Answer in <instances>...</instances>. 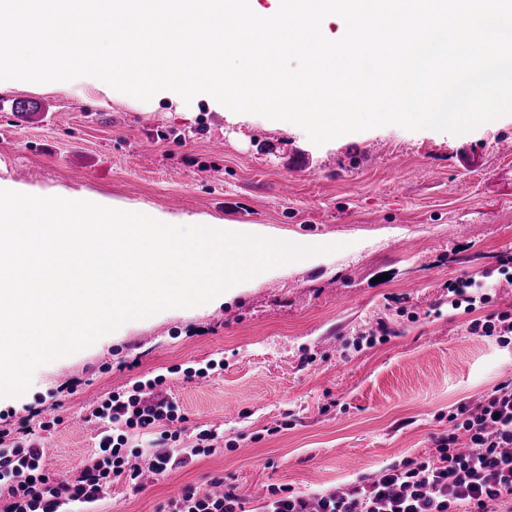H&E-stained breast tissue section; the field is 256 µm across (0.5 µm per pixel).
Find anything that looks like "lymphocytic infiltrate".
Listing matches in <instances>:
<instances>
[{"label": "lymphocytic infiltrate", "mask_w": 512, "mask_h": 512, "mask_svg": "<svg viewBox=\"0 0 512 512\" xmlns=\"http://www.w3.org/2000/svg\"><path fill=\"white\" fill-rule=\"evenodd\" d=\"M161 383L138 382L129 396L104 400L91 414L102 424L96 452L66 474L47 471L34 440L0 448V512H99L118 477L140 492L141 472L127 464L123 431L150 434L181 421L177 404L156 394ZM448 420L449 430L433 436V452L420 459L356 477L340 494L274 493L259 512H512V382L458 405ZM223 483L214 476L208 490L185 486L159 512H244L241 496Z\"/></svg>", "instance_id": "f902f5d3"}]
</instances>
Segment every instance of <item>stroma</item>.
I'll return each instance as SVG.
<instances>
[{
	"mask_svg": "<svg viewBox=\"0 0 512 512\" xmlns=\"http://www.w3.org/2000/svg\"><path fill=\"white\" fill-rule=\"evenodd\" d=\"M512 114L455 135L396 125L317 146L302 129L239 119L206 100L175 107L111 95L93 83L21 82L0 90V179L187 216L255 224L284 240L340 244L296 261L229 302L161 311L39 367L29 389L0 398V443L26 427L70 471L95 448L72 415L164 376L184 417L217 430L214 452L142 492L112 483L104 512H157L213 475L238 486L246 512L272 487L333 489L430 453L448 412L512 381V344L471 335L473 319L512 309ZM487 304L452 308L462 274ZM385 325L388 334L368 342ZM218 361L206 386L184 368ZM59 425L40 426L47 401Z\"/></svg>",
	"mask_w": 512,
	"mask_h": 512,
	"instance_id": "1",
	"label": "stroma"
}]
</instances>
